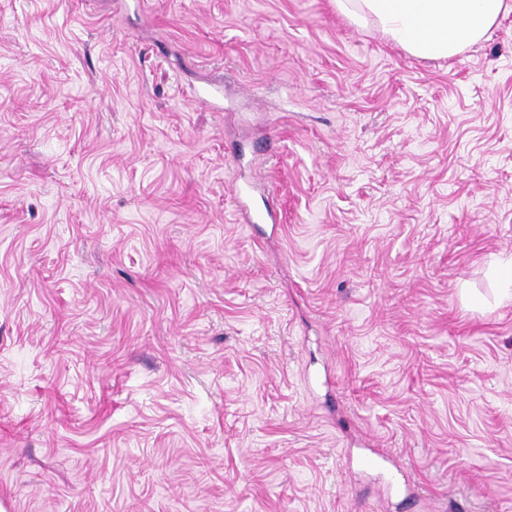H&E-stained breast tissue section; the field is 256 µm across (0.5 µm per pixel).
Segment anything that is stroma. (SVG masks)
I'll return each instance as SVG.
<instances>
[{
  "label": "stroma",
  "instance_id": "stroma-1",
  "mask_svg": "<svg viewBox=\"0 0 512 512\" xmlns=\"http://www.w3.org/2000/svg\"><path fill=\"white\" fill-rule=\"evenodd\" d=\"M511 273L512 13L0 0L6 512H512ZM336 10L374 26L409 55L453 58L512 12L510 0H335Z\"/></svg>",
  "mask_w": 512,
  "mask_h": 512
}]
</instances>
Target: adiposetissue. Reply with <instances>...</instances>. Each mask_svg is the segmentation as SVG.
I'll return each instance as SVG.
<instances>
[{
	"mask_svg": "<svg viewBox=\"0 0 512 512\" xmlns=\"http://www.w3.org/2000/svg\"><path fill=\"white\" fill-rule=\"evenodd\" d=\"M352 22L374 26L409 55L453 58L512 12V0H335Z\"/></svg>",
	"mask_w": 512,
	"mask_h": 512,
	"instance_id": "1",
	"label": "adipose tissue"
}]
</instances>
